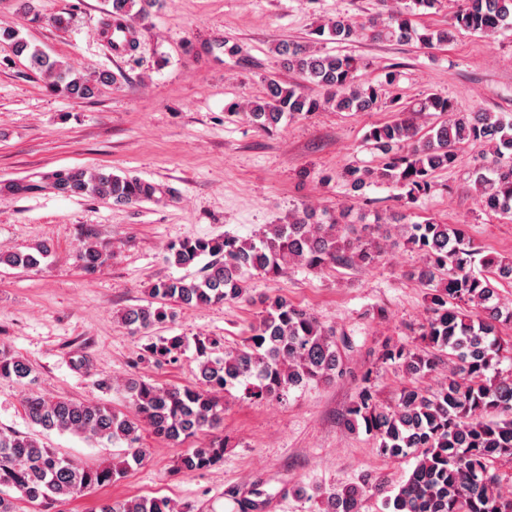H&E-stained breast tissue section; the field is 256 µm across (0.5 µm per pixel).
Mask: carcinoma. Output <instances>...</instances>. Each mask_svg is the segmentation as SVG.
Returning <instances> with one entry per match:
<instances>
[{
	"label": "carcinoma",
	"instance_id": "carcinoma-1",
	"mask_svg": "<svg viewBox=\"0 0 512 512\" xmlns=\"http://www.w3.org/2000/svg\"><path fill=\"white\" fill-rule=\"evenodd\" d=\"M385 11L358 22L338 15L313 34L328 35L338 44L360 38L398 43L418 42L432 48L448 43L452 31L486 36L512 30V0H462L451 28L418 30L411 19L420 8L432 9L438 0H379ZM111 22L125 31L128 24L148 15L156 0H109ZM10 42L15 56L30 69L53 78V88L74 99L98 95L100 86L117 81L103 74L96 79L74 75L60 62L32 45L19 33L0 34ZM276 53L302 80L324 91L311 96L297 86L284 87L266 80L263 95L250 102V121L263 131L276 128L286 115L298 117L333 105L338 112H368L395 107L399 118L373 127L366 140L380 157L376 167L347 168L343 178L354 192L373 183L401 190L399 198L415 204L432 189L435 173L454 166L467 145L486 144L482 164L474 171L478 204L490 211L512 214V116L494 112H461L448 98L430 94L409 105L396 107L386 100L383 85L396 79L385 73L377 83H360L361 58L352 54L314 53L299 41L282 40ZM53 188L64 196L94 195L117 205L148 200L159 188L147 181L97 171H64L54 175ZM393 225L403 228L404 245L422 256L410 277L430 287V317L416 346L387 344L381 361L400 369L407 383L394 405L377 403L370 382L343 416L344 428L373 434L378 452L389 459L413 458L416 465L386 499L392 512H512V494L501 492L495 464L512 462V372L500 365L512 360V338L503 328L512 326V306L503 302L500 287L512 285V259L482 254L457 224L427 220L411 224L405 212L377 216L365 224L352 208L318 213L306 207L295 210L286 224H269L254 237L187 239L169 248V261L182 269L197 265L208 255L200 275L158 281L149 288L151 301L130 306L121 322L133 330H149L171 323L177 306H203L238 301L247 293V277L254 272L271 277L291 264L312 272L336 266L378 267ZM49 247L0 253V265L36 270ZM107 255L89 245L78 260L93 272ZM257 322L251 324L244 343L234 350L220 340L194 339L198 360L193 385L161 387L129 378L123 390L133 412L122 415L99 403L31 390L24 413L34 427L78 435L89 441L126 446L120 460L89 465L59 455L39 434L0 430V512H20L19 503L53 502L76 498L95 488L117 482L142 464L146 450L141 434L148 430L170 442H183L200 433L212 438L178 456L175 471L206 469L224 457V438L215 434L224 421L221 394L236 385L247 399L283 398L290 390L311 383H329L344 373L336 333L309 310L275 296L261 300ZM186 347L183 336L162 337L140 348L139 358L155 363L179 361ZM448 355V375L433 392L419 380L436 370ZM0 377L34 383L32 366L10 349L0 346ZM370 477L344 486L325 498V512H362ZM15 490L11 495L3 488ZM263 492H253L237 506L239 512H261ZM96 512H190L166 498L135 497L103 500Z\"/></svg>",
	"mask_w": 512,
	"mask_h": 512
}]
</instances>
